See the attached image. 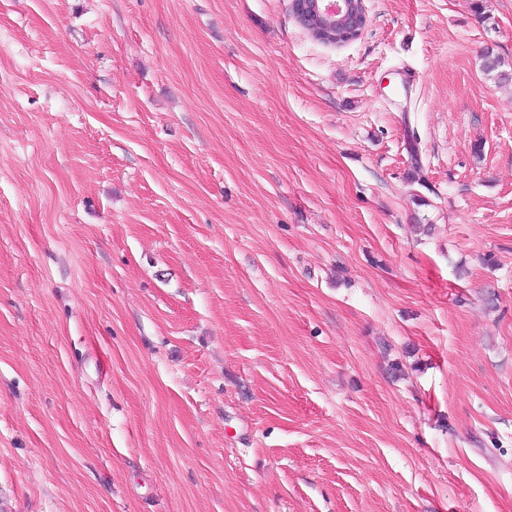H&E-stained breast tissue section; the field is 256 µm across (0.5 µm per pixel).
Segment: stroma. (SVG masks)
<instances>
[{
    "mask_svg": "<svg viewBox=\"0 0 512 512\" xmlns=\"http://www.w3.org/2000/svg\"><path fill=\"white\" fill-rule=\"evenodd\" d=\"M365 6L0 0V512H512V0ZM314 12H317L323 19L331 23H342L345 26L344 36L348 42L358 38L367 24V14L364 0H361L362 10L354 12L352 4L356 0H313Z\"/></svg>",
    "mask_w": 512,
    "mask_h": 512,
    "instance_id": "stroma-1",
    "label": "stroma"
}]
</instances>
